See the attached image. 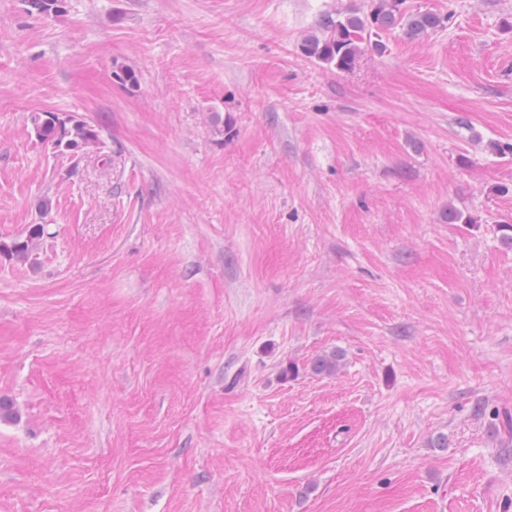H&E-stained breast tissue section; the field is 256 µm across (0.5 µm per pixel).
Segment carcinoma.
I'll return each mask as SVG.
<instances>
[{"label":"carcinoma","mask_w":512,"mask_h":512,"mask_svg":"<svg viewBox=\"0 0 512 512\" xmlns=\"http://www.w3.org/2000/svg\"><path fill=\"white\" fill-rule=\"evenodd\" d=\"M445 17L430 11L409 13L404 0H367L366 9L349 7L321 17V35H308L300 43L308 57L338 71H350L362 53L366 41L380 51L384 48L381 33L400 29L406 38L418 40L443 27ZM31 122L37 137L59 152L73 151L99 144L98 134L84 121L65 123L51 112L32 115ZM43 234V225L34 224L23 238L0 243V255L24 261L29 257L33 241ZM344 352L334 349L317 356L311 371L317 375H332L339 371Z\"/></svg>","instance_id":"obj_1"}]
</instances>
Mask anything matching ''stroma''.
Instances as JSON below:
<instances>
[{
  "instance_id": "stroma-1",
  "label": "stroma",
  "mask_w": 512,
  "mask_h": 512,
  "mask_svg": "<svg viewBox=\"0 0 512 512\" xmlns=\"http://www.w3.org/2000/svg\"><path fill=\"white\" fill-rule=\"evenodd\" d=\"M364 3L0 0V512H512V0ZM366 11L349 7L325 14L319 21L321 35L305 36L301 51L308 57L338 71H350L368 41L382 51L381 32L399 28L406 38L418 40L442 28L445 17L430 11L408 13L404 0H368ZM375 39L371 40V36ZM31 122L37 137L51 143L59 152L100 144L96 131L81 120L69 119L67 126V122H61L54 113L43 112L32 115ZM41 234H43V225H32L24 238H16L11 244L0 243V255L7 254L19 261L26 260L29 257L33 241ZM344 352L334 349L317 356L311 363V371L317 375H332L339 371L344 361Z\"/></svg>"
}]
</instances>
